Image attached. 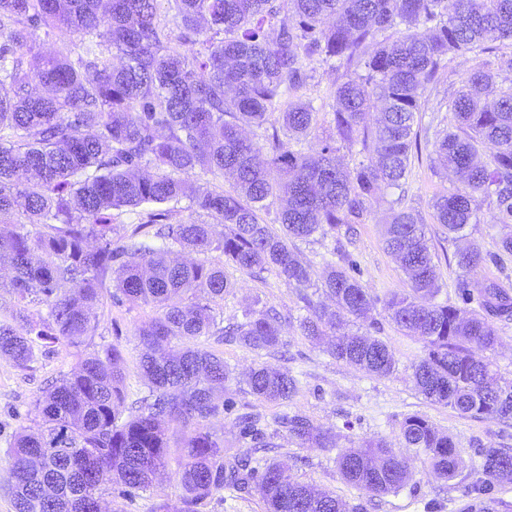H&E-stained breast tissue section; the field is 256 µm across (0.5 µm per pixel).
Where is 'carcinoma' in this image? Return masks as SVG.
<instances>
[{
	"label": "carcinoma",
	"mask_w": 512,
	"mask_h": 512,
	"mask_svg": "<svg viewBox=\"0 0 512 512\" xmlns=\"http://www.w3.org/2000/svg\"><path fill=\"white\" fill-rule=\"evenodd\" d=\"M506 41L512 0H0V267L9 270L0 288L48 309L20 330L0 324V358L25 368L40 346H81L109 278L113 302L156 309L139 329L147 392L129 415L122 410L125 357L112 344L85 355L37 397L38 430L22 426L6 440L14 512H102L107 493L130 506L174 456L181 494L158 512H199L226 488L255 491L266 512H349L336 496L283 479L275 462L224 458V440L208 428L220 413L238 412L243 442L268 447L258 415L217 400L231 371L199 344L224 335L209 301L224 299L231 285L224 265L169 254L215 250L252 274L275 272L308 312L299 321L303 336L317 341L331 332L334 359L390 374L395 360L383 340L340 331L343 316L366 319L373 306L350 274L349 256L324 270V291L336 305L327 310L309 294L311 265L290 242L364 223L381 187H402L418 149L424 92L448 58L492 53ZM316 63L343 70L327 126L318 124L312 102L297 97ZM511 71L512 53L471 72L449 104L454 126L435 141L437 158L464 180L463 189L433 203L437 223L454 238L487 197L494 223L512 224V87L491 106L479 97ZM374 110L370 127L365 118ZM254 128L261 138L246 135ZM308 137L316 140L315 157L290 146ZM340 144L360 146L364 160L338 166ZM481 144L493 149L486 160ZM196 169L229 172L234 184L201 190L187 179ZM182 198L224 225V235L213 238L206 222H167L164 205ZM274 198L282 201L277 229L259 216ZM143 205L158 210L113 241L112 212ZM27 224L44 230L33 234ZM426 235L413 210L393 209L383 224L386 248L408 281L385 308L404 335L424 343L416 387L460 415L511 420L512 382L494 377L472 348L495 349L494 321L512 320V294L495 282L482 285L479 313L437 301ZM490 258L472 242L454 253L465 274ZM242 317L234 336L243 348L286 346L278 314L247 308ZM243 383L262 402L286 401L297 386L266 363ZM277 424L302 444L336 447L330 429L298 412ZM399 433L437 476H456L463 460L450 435L416 414ZM478 456L483 480L468 512H493V487L512 482V450L481 448ZM337 465L344 481L373 496L411 480L406 461L383 440L341 450Z\"/></svg>",
	"instance_id": "cac0c4a2"
}]
</instances>
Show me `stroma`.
I'll return each mask as SVG.
<instances>
[{"label":"stroma","mask_w":512,"mask_h":512,"mask_svg":"<svg viewBox=\"0 0 512 512\" xmlns=\"http://www.w3.org/2000/svg\"><path fill=\"white\" fill-rule=\"evenodd\" d=\"M483 58L475 53L454 55L440 80L427 88L425 105L418 116L421 152L412 156L404 190L381 189L372 201L366 220L357 225L354 236H341L355 265L356 276L368 289L374 305L371 323L348 322L353 332L373 331L387 343L396 361L394 371L378 377L331 358L325 344L302 336L298 324L305 311L292 288L275 274L258 279L232 265L224 271L232 284L229 294L216 301L214 307L225 324L239 322L244 309L275 308L283 317L282 334L288 342L286 353L255 354L232 341L209 337L208 349L223 355L233 372L224 388L225 398L243 404L252 402L243 391L246 373L259 364L268 363L294 376L298 389L283 403L254 402L262 417L261 427L273 446L264 459L277 462L287 478L310 483L332 492L360 512H465L469 502L467 491L480 479L475 466L477 448H512V420L463 417L447 406L430 402L418 393L412 378V367L424 355L419 339L404 335L389 319L384 303L394 291L406 288L407 281L396 261L385 248L382 220L390 205L418 211L428 228V245L435 256L442 295L449 303L462 306L461 282L477 286L496 282L512 291V255L500 254L499 241L503 225L493 223L494 206L481 200L475 219L466 228L471 241L492 254L493 262L477 272L464 274L454 261L456 243L438 224L432 208L433 199L460 189L453 174L438 169L432 158L433 143L453 123L448 101L461 81ZM333 238L297 242L296 248L310 261L314 274H322L326 263L333 261ZM154 313L152 307L129 303L115 304L103 299L96 320L83 345L63 343L39 352L34 362L20 368L0 358V512H14L8 490L11 461L6 453V436L19 425L27 424V413L34 400L51 382L72 372L81 357L117 343L126 352L124 371L130 389L140 386L139 369L134 360L140 349L138 327ZM299 412L315 423L333 428L334 450L302 445L279 428L274 419L285 412ZM418 414L439 431L453 437L463 451L464 464L452 481L437 478L425 456L415 455L404 447L399 425L404 417ZM385 440L392 452L404 458L412 478L399 492L372 497L344 482L338 472V449L368 440Z\"/></svg>","instance_id":"stroma-1"}]
</instances>
